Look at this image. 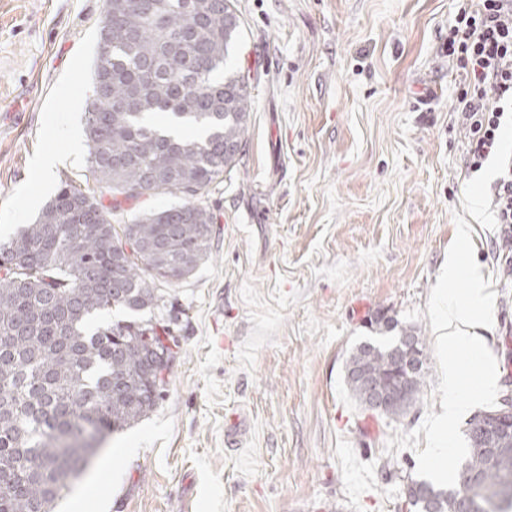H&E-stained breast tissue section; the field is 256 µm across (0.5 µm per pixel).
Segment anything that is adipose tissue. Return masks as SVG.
<instances>
[{
  "label": "adipose tissue",
  "mask_w": 512,
  "mask_h": 512,
  "mask_svg": "<svg viewBox=\"0 0 512 512\" xmlns=\"http://www.w3.org/2000/svg\"><path fill=\"white\" fill-rule=\"evenodd\" d=\"M469 241V227L461 225L441 274V282L445 285L465 281L464 291L443 293L437 299L438 329L450 350L446 368L448 404L436 427L441 435L448 434L470 406L469 401L458 396V390L466 380H474L485 398H493L497 391V377L478 341L479 332L491 327L488 309L493 293L478 268L468 260Z\"/></svg>",
  "instance_id": "adipose-tissue-1"
}]
</instances>
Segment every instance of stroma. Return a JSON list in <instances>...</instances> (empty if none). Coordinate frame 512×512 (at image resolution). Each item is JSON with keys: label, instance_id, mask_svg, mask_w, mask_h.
<instances>
[{"label": "stroma", "instance_id": "35a3bbf8", "mask_svg": "<svg viewBox=\"0 0 512 512\" xmlns=\"http://www.w3.org/2000/svg\"><path fill=\"white\" fill-rule=\"evenodd\" d=\"M235 3L228 64L252 112L237 165L207 196L212 255L166 287L180 312L169 384L56 512H397L410 482L434 477L424 461L448 394L435 300L460 225L494 293L480 341L495 372L512 359L498 162L468 169L460 76L441 50L467 0ZM104 9L0 0L1 245L62 182L96 187L83 112ZM48 153L60 163L46 186L34 163ZM380 309L427 344L424 394L398 419L363 411L345 382Z\"/></svg>", "mask_w": 512, "mask_h": 512}]
</instances>
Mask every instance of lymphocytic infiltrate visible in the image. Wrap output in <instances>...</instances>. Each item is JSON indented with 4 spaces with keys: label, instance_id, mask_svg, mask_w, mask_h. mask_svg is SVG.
Masks as SVG:
<instances>
[{
    "label": "lymphocytic infiltrate",
    "instance_id": "lymphocytic-infiltrate-1",
    "mask_svg": "<svg viewBox=\"0 0 512 512\" xmlns=\"http://www.w3.org/2000/svg\"><path fill=\"white\" fill-rule=\"evenodd\" d=\"M443 50L464 76L453 110L465 130L470 169L499 160L491 186L502 236L497 258L512 266V155L501 141L504 125H512V0H472L449 28Z\"/></svg>",
    "mask_w": 512,
    "mask_h": 512
}]
</instances>
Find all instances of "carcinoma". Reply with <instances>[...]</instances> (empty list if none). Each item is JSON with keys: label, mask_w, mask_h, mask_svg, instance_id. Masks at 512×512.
I'll use <instances>...</instances> for the list:
<instances>
[{"label": "carcinoma", "mask_w": 512, "mask_h": 512, "mask_svg": "<svg viewBox=\"0 0 512 512\" xmlns=\"http://www.w3.org/2000/svg\"><path fill=\"white\" fill-rule=\"evenodd\" d=\"M240 27L234 0H106L84 133L113 204L66 182L0 245V512H54L95 450L148 417L169 382L178 311L157 284L211 255L205 196L237 165L252 111L245 78L224 75ZM173 124L204 135L176 136ZM163 194L180 203L147 206ZM124 202L144 208L118 230L112 215ZM114 307L167 317L104 321ZM407 337L426 350L411 325L352 353L346 384L362 409L372 400L363 372L398 396L384 414L403 417L419 401L425 367L402 369ZM492 414L470 419L457 483L412 481L404 506L512 512V429L483 431ZM467 473L477 485L463 483Z\"/></svg>", "instance_id": "obj_1"}]
</instances>
